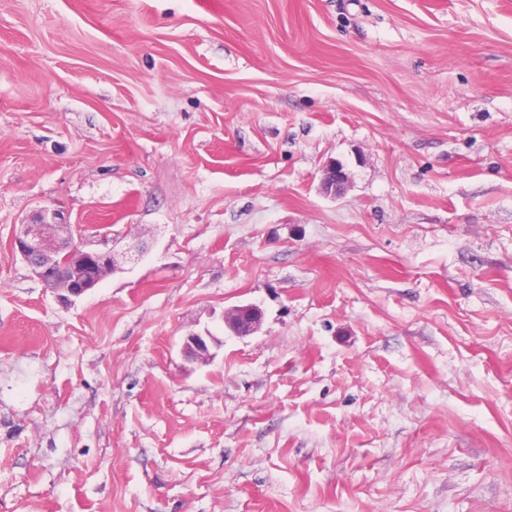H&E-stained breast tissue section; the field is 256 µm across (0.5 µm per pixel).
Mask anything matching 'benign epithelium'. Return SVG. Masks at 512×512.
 I'll return each mask as SVG.
<instances>
[{"label":"benign epithelium","mask_w":512,"mask_h":512,"mask_svg":"<svg viewBox=\"0 0 512 512\" xmlns=\"http://www.w3.org/2000/svg\"><path fill=\"white\" fill-rule=\"evenodd\" d=\"M348 182L344 165L338 160L322 168V186L326 193L341 194ZM12 251L29 266L43 288L63 297H80L96 288L113 271L114 256L110 250L87 244L85 229L59 218L54 211H41L36 219L19 225L11 239ZM262 310L255 304L237 305L224 313V324L237 336L257 331ZM211 336L192 333L183 343L184 355L195 361L212 358Z\"/></svg>","instance_id":"7a95c632"}]
</instances>
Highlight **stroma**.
Here are the masks:
<instances>
[{
	"label": "stroma",
	"mask_w": 512,
	"mask_h": 512,
	"mask_svg": "<svg viewBox=\"0 0 512 512\" xmlns=\"http://www.w3.org/2000/svg\"><path fill=\"white\" fill-rule=\"evenodd\" d=\"M0 512H512V0H0ZM348 182L344 165L338 160L328 161L322 168V186L327 194H341ZM11 248L43 288L64 292L67 300L93 290L115 270L112 251L88 245L85 229L59 218L56 211L42 210L32 222L20 224ZM262 310L255 304L237 305L224 313V324L237 336H249L257 331ZM211 336L208 333L205 335L200 333H192L186 336L183 343V353L191 360L199 362H207L212 358L210 352L209 341Z\"/></svg>",
	"instance_id": "1"
}]
</instances>
